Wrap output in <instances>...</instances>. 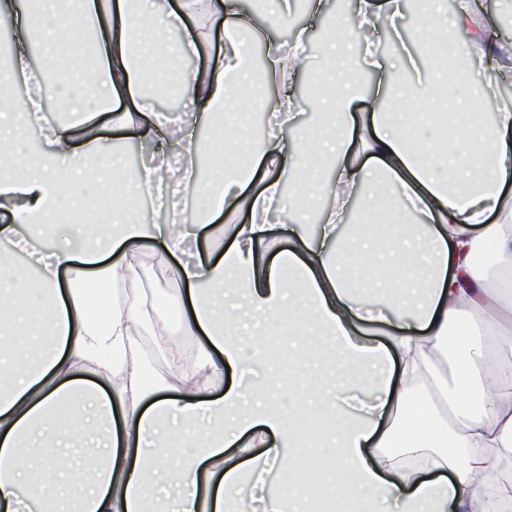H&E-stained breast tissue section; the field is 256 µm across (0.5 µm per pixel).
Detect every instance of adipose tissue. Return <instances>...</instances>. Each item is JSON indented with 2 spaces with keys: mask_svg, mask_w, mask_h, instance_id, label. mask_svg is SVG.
Masks as SVG:
<instances>
[{
  "mask_svg": "<svg viewBox=\"0 0 512 512\" xmlns=\"http://www.w3.org/2000/svg\"><path fill=\"white\" fill-rule=\"evenodd\" d=\"M421 10L415 41L482 64L479 79L435 71L398 84L401 60L392 55L371 60L376 81L362 90L351 76L354 34L332 37L323 79L333 96L307 132L294 123L302 39L284 44L258 31L266 64L254 74L240 37L253 17L237 0H175L160 16L153 0H0V19L16 31L0 87L34 79L35 34L48 71L100 93L90 106L60 93L68 120L41 148L29 138L30 106H0V512H237L240 500L253 512H495L470 491L475 481L512 497L500 469L512 458V108L476 115L478 100L497 98L512 75L499 70L505 48L477 25L475 0L451 8L421 0ZM176 28L184 32L176 55L208 51L218 30L223 47L207 67L159 80L160 91L215 126L232 121L246 91L277 131L201 139L188 125L149 169L121 179V155L95 127L105 116L147 140L163 126L143 90L145 65L170 50L162 34ZM432 90L437 112L404 111ZM125 96L133 108L120 109ZM357 101L364 111H353ZM461 117L467 123L453 138H436L439 124ZM202 156L213 167L205 183L196 173ZM289 178L304 191L281 223H268ZM89 193L109 197L105 221L71 224ZM317 194L333 202L312 232ZM162 195L201 205L160 223L135 219L134 199ZM356 199L372 221L348 238ZM65 223L71 239L51 253L29 251L39 277L21 272L19 229L33 238ZM192 241L214 247L215 258L184 260ZM148 247L184 286L179 301L155 288L124 293ZM362 259L386 299L354 296ZM301 326L337 348L330 382L301 360L266 375V337L288 328L298 347ZM145 334L155 362L181 378L175 394L133 354ZM183 335L199 337L194 354ZM447 356L445 374L438 362ZM228 371L244 381L212 395V380ZM296 384L304 404L321 411L307 429L268 399L270 387ZM88 422L103 432L71 460L67 450ZM31 448L41 451L42 473ZM307 450L332 464L329 497L285 475ZM273 472L283 480L270 494ZM155 485L165 492L157 510L148 495Z\"/></svg>",
  "mask_w": 512,
  "mask_h": 512,
  "instance_id": "adipose-tissue-1",
  "label": "adipose tissue"
}]
</instances>
